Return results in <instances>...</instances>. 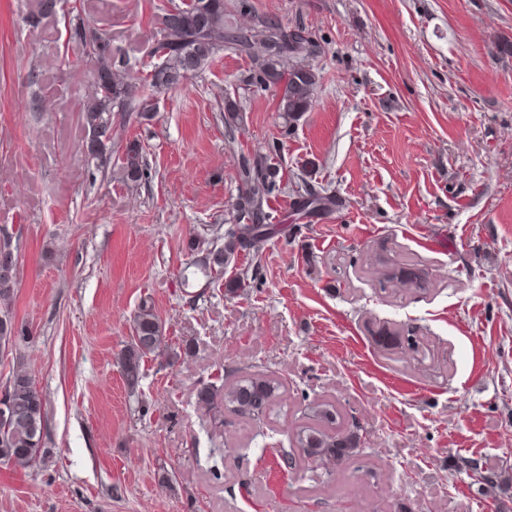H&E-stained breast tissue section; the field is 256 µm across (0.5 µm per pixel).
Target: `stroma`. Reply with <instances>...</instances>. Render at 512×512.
Here are the masks:
<instances>
[{
  "label": "stroma",
  "mask_w": 512,
  "mask_h": 512,
  "mask_svg": "<svg viewBox=\"0 0 512 512\" xmlns=\"http://www.w3.org/2000/svg\"><path fill=\"white\" fill-rule=\"evenodd\" d=\"M80 2L33 27L38 0H0V235L27 333L0 386L25 368L47 402V453L0 463V512H489L469 464L512 470V0H250L323 37L314 107L286 130L224 50L150 119L116 113L102 166L84 153L91 76L72 33L103 28L140 81L168 0ZM133 139L148 175L130 187L118 156ZM275 142L283 190L266 209L287 232L182 287L195 239L224 242L239 158ZM304 184L340 210L295 217ZM402 263L427 288L380 290ZM238 276L246 288L225 293ZM145 301L193 355L149 358L132 388L116 356ZM256 373L282 384L272 409L214 427L199 389ZM322 400L364 445L316 482L276 451Z\"/></svg>",
  "instance_id": "35a3bbf8"
}]
</instances>
